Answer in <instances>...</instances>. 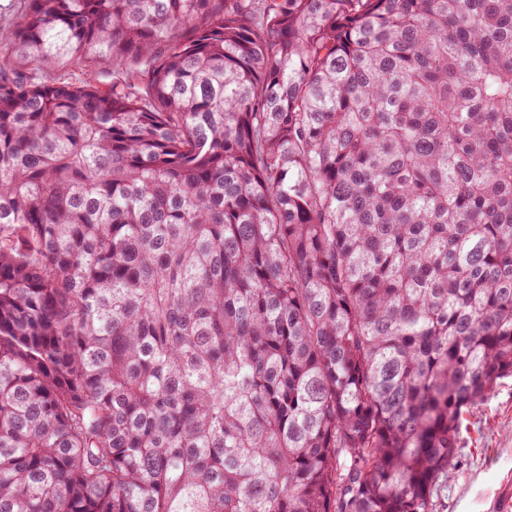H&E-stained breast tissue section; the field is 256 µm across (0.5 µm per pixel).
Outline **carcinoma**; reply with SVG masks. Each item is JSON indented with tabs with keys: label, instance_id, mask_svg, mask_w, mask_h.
I'll list each match as a JSON object with an SVG mask.
<instances>
[{
	"label": "carcinoma",
	"instance_id": "cac0c4a2",
	"mask_svg": "<svg viewBox=\"0 0 512 512\" xmlns=\"http://www.w3.org/2000/svg\"><path fill=\"white\" fill-rule=\"evenodd\" d=\"M507 377L512 0L0 34V512H439Z\"/></svg>",
	"mask_w": 512,
	"mask_h": 512
}]
</instances>
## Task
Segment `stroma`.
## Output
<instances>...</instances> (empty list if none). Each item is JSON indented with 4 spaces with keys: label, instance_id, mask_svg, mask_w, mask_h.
Wrapping results in <instances>:
<instances>
[{
    "label": "stroma",
    "instance_id": "stroma-1",
    "mask_svg": "<svg viewBox=\"0 0 512 512\" xmlns=\"http://www.w3.org/2000/svg\"><path fill=\"white\" fill-rule=\"evenodd\" d=\"M512 491V378L466 415L458 463L441 496L442 512H496Z\"/></svg>",
    "mask_w": 512,
    "mask_h": 512
}]
</instances>
